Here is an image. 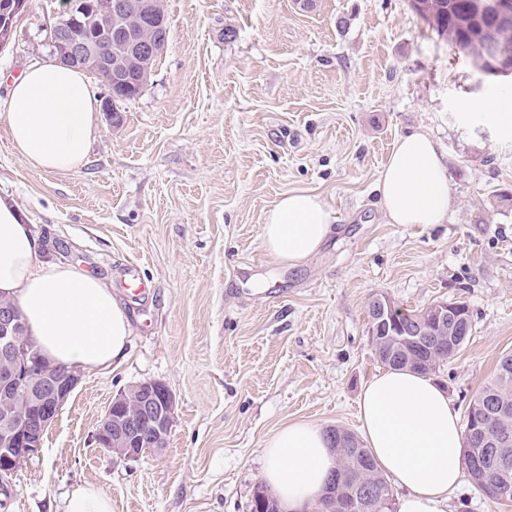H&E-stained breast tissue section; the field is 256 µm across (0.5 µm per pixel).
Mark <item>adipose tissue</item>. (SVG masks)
Listing matches in <instances>:
<instances>
[{"instance_id":"1","label":"adipose tissue","mask_w":512,"mask_h":512,"mask_svg":"<svg viewBox=\"0 0 512 512\" xmlns=\"http://www.w3.org/2000/svg\"><path fill=\"white\" fill-rule=\"evenodd\" d=\"M99 103L84 70L47 58L14 81L6 114L14 152L46 172L81 168L98 132ZM391 224H440L449 206L443 149L427 132L394 143L379 179ZM331 232L319 196L294 191L267 212L261 238L278 262L300 264ZM40 243L18 211L0 199V300L11 302L26 334L50 363L98 370L122 358L128 317L104 279L80 267L43 263ZM358 418L379 471L403 489L399 512H447L464 470L463 429L454 401L433 379L391 369L361 393ZM339 456L313 421L284 423L264 443L262 478L283 512H315Z\"/></svg>"}]
</instances>
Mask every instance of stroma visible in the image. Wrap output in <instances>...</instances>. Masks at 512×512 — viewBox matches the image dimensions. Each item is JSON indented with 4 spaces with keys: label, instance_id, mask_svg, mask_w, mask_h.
<instances>
[{
    "label": "stroma",
    "instance_id": "stroma-1",
    "mask_svg": "<svg viewBox=\"0 0 512 512\" xmlns=\"http://www.w3.org/2000/svg\"><path fill=\"white\" fill-rule=\"evenodd\" d=\"M166 51L118 111L100 113L87 164L47 173L0 120V198L39 257L113 285L127 358L83 374L0 499V512H64L92 485L112 512H250L259 456L284 422L358 432L362 387L383 372L369 335L378 294L419 310L461 300L472 334L436 372L459 411L512 354V135L476 106L490 81L409 0H163ZM47 0H29L0 48V113L26 67L50 56ZM448 158L442 224H390L375 190L400 135ZM291 190L332 214L320 250L291 267L260 229ZM137 266L136 296L118 275ZM175 399L165 448L113 459L94 439L112 397L146 380Z\"/></svg>",
    "mask_w": 512,
    "mask_h": 512
}]
</instances>
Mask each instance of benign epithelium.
Segmentation results:
<instances>
[{"label":"benign epithelium","mask_w":512,"mask_h":512,"mask_svg":"<svg viewBox=\"0 0 512 512\" xmlns=\"http://www.w3.org/2000/svg\"><path fill=\"white\" fill-rule=\"evenodd\" d=\"M162 0H94L92 8L97 21L106 28L91 40L77 38L71 28L75 24L61 19L65 11L53 13L51 44L58 46L59 59L73 67L86 69L107 88L102 98V111H112V93L120 88H132L144 83L147 72L128 71L120 60L144 58L153 60L167 49V42L145 35L125 25L128 16L140 20L143 27L155 26L164 16ZM476 20L471 22L469 41L478 46V53L469 56L472 64L486 77L512 79V58L499 53L494 32L512 26V0H478ZM459 304L440 301L425 310L424 318L412 321L407 335L394 339L398 348L404 343H422L434 327L448 333V324L460 320ZM388 296H377L369 307L370 335L384 330L396 314ZM26 325L10 310L0 309V484H6L19 468L23 457L37 453L41 437L55 421L58 412L78 385L79 375L69 371L62 378L40 360L19 361V344L24 339ZM22 394L41 409L40 426L18 436V415L12 396ZM175 400L170 389L157 380H145L118 394L109 403L99 420L94 441L104 444L119 460L135 459L142 450L164 448L174 423ZM26 445L25 456L14 455L15 442Z\"/></svg>","instance_id":"1"}]
</instances>
